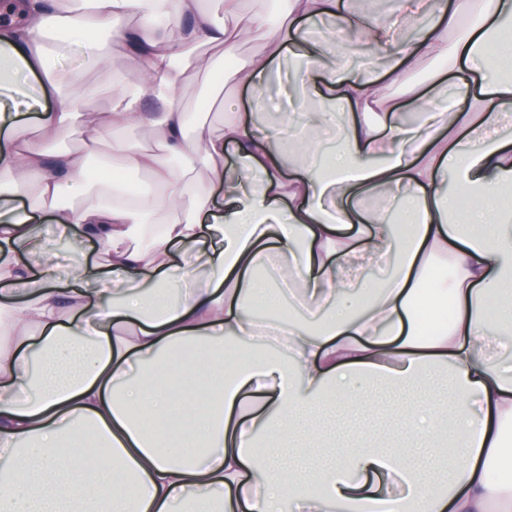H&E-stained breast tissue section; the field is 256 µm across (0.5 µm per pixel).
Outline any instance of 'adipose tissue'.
Segmentation results:
<instances>
[{"label":"adipose tissue","instance_id":"adipose-tissue-1","mask_svg":"<svg viewBox=\"0 0 512 512\" xmlns=\"http://www.w3.org/2000/svg\"><path fill=\"white\" fill-rule=\"evenodd\" d=\"M216 20L206 0H0V54L8 78L34 77L55 99L43 112V137L79 129L83 153L50 152L21 137L19 104L0 98V512H488L512 473V375L492 362L490 303L512 288V141L496 134L500 113L512 110V51L486 81L478 61L512 20V0H399L385 17L352 21L341 0H288L268 24L272 0H219ZM329 16L363 38L398 82L417 60L452 59L456 90L441 92L436 71L427 92H412L419 129L406 137L399 107L377 84L337 65L343 38L314 42L306 22ZM262 35L265 49L243 55L242 43ZM81 42L97 67L112 66L120 47L131 67L112 85L108 111L88 112L71 73L50 69V53ZM219 48L230 65L221 85L260 89L288 55L298 81L321 101L309 130L331 126L337 110L351 119L339 148L322 156L296 144L293 159L279 133L257 124L271 111L265 98L220 132L188 136L177 91L185 69L207 73L213 60L201 44ZM165 104L145 112L143 96ZM381 111L382 125L365 116ZM151 132L153 146H134L121 130ZM112 131L108 170L133 167L158 188L150 198L98 183L92 202L70 205L88 180L86 155ZM233 148L237 167L224 164ZM206 171L211 194L192 210L184 200ZM455 173L457 190L442 185ZM410 193L402 209L411 234L397 236L381 210L349 206L355 197ZM165 212L150 229L151 211ZM61 241L103 246L105 263L87 256L68 266L47 256L43 218ZM367 229L361 246L342 231L353 220ZM189 245L190 261L171 262ZM276 275L256 272L271 256ZM394 257L387 286L376 294L351 290L347 275L364 260ZM447 259L451 277L434 276ZM302 286L307 309L329 310L317 330L298 323L252 320V305L277 307L288 286ZM450 304L447 323L428 329L421 308ZM285 337L286 353L251 362L225 358L217 341L252 343L264 327ZM182 365L178 390L165 381L147 388L140 375L158 362ZM448 368L447 401L434 415L400 422L423 445L353 448L338 442L331 464L304 478L289 469L270 432L291 436L299 411L352 401L365 380H419ZM443 475L420 474L422 456ZM401 484L370 489L368 473Z\"/></svg>","mask_w":512,"mask_h":512}]
</instances>
